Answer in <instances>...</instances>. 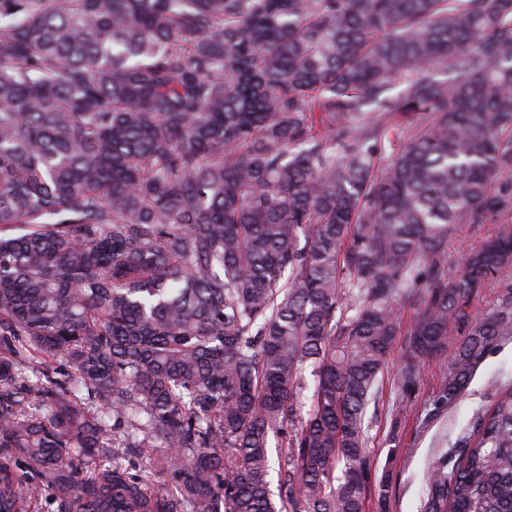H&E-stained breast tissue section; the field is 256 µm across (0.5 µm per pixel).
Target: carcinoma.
I'll use <instances>...</instances> for the list:
<instances>
[{"label": "carcinoma", "instance_id": "cac0c4a2", "mask_svg": "<svg viewBox=\"0 0 512 512\" xmlns=\"http://www.w3.org/2000/svg\"><path fill=\"white\" fill-rule=\"evenodd\" d=\"M511 272L512 0H0V512H365L395 337L456 403ZM422 512H512V384ZM498 224H460L456 233L448 240V267L445 270L448 281H454L461 272V258L466 251L482 238L494 236Z\"/></svg>", "mask_w": 512, "mask_h": 512}]
</instances>
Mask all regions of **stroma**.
<instances>
[{"mask_svg":"<svg viewBox=\"0 0 512 512\" xmlns=\"http://www.w3.org/2000/svg\"><path fill=\"white\" fill-rule=\"evenodd\" d=\"M494 224H463L448 240V280L461 272V258L481 239L494 236ZM409 359L404 337H396L380 383V398L367 410L368 452L378 476L390 487L387 502L370 497L367 512H420L427 472L440 452L452 448L472 415L489 404L497 387L512 383V339L502 341L480 365L474 379L456 404L435 415L425 405L448 374L444 360L419 366L418 389L403 416H394L392 406L400 397L396 375Z\"/></svg>","mask_w":512,"mask_h":512,"instance_id":"stroma-1","label":"stroma"}]
</instances>
